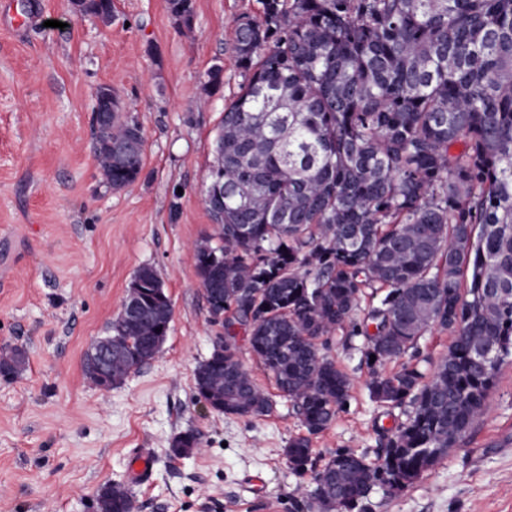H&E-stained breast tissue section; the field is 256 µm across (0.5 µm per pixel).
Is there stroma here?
I'll list each match as a JSON object with an SVG mask.
<instances>
[{"mask_svg":"<svg viewBox=\"0 0 512 512\" xmlns=\"http://www.w3.org/2000/svg\"><path fill=\"white\" fill-rule=\"evenodd\" d=\"M110 25L73 17L68 0H0V352L26 363L0 377V512H96L107 485L134 512H306L301 490L336 450L375 458L378 431L406 419L371 401L362 337L336 333L330 354L350 377L347 404L310 436L311 462L295 475L289 441L305 429L273 375L240 341V359L273 402L268 415L208 408L196 367L217 336L196 273L194 245L216 226L203 190L224 106L243 77L231 53L236 21L258 0H194L180 30L167 0H113ZM222 66L219 89L206 73ZM129 105L145 137L143 169L115 191L93 152L101 85ZM154 269L173 314L160 353L103 391L83 375L85 352L111 332L136 271ZM194 432L198 451L172 454ZM153 459L145 484L128 459ZM266 479L264 493L243 484ZM364 512H512V360L502 364L477 427L405 489L371 490Z\"/></svg>","mask_w":512,"mask_h":512,"instance_id":"1","label":"stroma"}]
</instances>
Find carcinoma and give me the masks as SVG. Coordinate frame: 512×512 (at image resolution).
<instances>
[{
  "label": "carcinoma",
  "mask_w": 512,
  "mask_h": 512,
  "mask_svg": "<svg viewBox=\"0 0 512 512\" xmlns=\"http://www.w3.org/2000/svg\"><path fill=\"white\" fill-rule=\"evenodd\" d=\"M236 22L244 82L224 107L206 208L219 244H196L209 309L224 337L194 374L214 411L271 409L239 357L238 330L309 434L327 429L351 381L329 354L339 330L376 356L367 390L407 419L385 430L376 462L336 451L310 509L354 512L376 486L420 479L478 424L512 355V0H260ZM112 115V151L93 149L114 190L137 181L141 128ZM460 144L462 151L452 152ZM138 313L112 323V382L154 359L171 300L140 268ZM372 301L361 309L365 290ZM455 335L432 374L417 362L431 329ZM408 357L399 369L382 367ZM24 354L0 357L18 374ZM199 447L176 436L178 456ZM294 472L310 439L286 448ZM119 486L97 509L130 512Z\"/></svg>",
  "instance_id": "obj_1"
}]
</instances>
